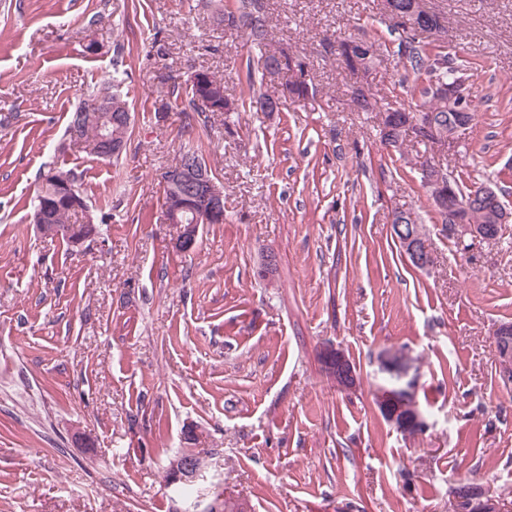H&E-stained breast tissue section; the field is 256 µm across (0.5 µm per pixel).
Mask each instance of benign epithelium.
<instances>
[{"label": "benign epithelium", "instance_id": "1", "mask_svg": "<svg viewBox=\"0 0 512 512\" xmlns=\"http://www.w3.org/2000/svg\"><path fill=\"white\" fill-rule=\"evenodd\" d=\"M464 83H453L441 87L439 94L448 97L449 107L456 112L455 121L448 125V130L438 126L433 118L424 119L415 116L411 119L414 130L418 133H431L437 139L448 138L453 142L460 131L466 129L472 122L471 113L465 106L466 97L463 93ZM112 101L110 94L101 95L90 110V115L98 119L100 133L97 139L89 144L102 157L109 158L120 153L124 147L119 132L112 131V126H124L128 122L127 115H122L117 120H112ZM427 187L433 191L434 204L437 208L448 212L453 221L452 229L462 236H469L472 240H489L488 226L470 224L462 217L459 209L462 208L453 189L447 187V176L444 169L432 162L425 164ZM161 181L168 190V195L163 200L164 209L169 214V221L181 225L180 235L177 239L178 248L183 252L191 251L197 239V228L200 224H221L224 222V186L211 176L210 169L196 161L190 155H183L172 167L166 169ZM60 190L71 196L72 208L83 215V232L75 240V244L93 238L96 233L93 220L88 214L86 204L79 198L71 195L69 184L59 181ZM478 200L489 214L490 223L502 227L512 222V212L496 204L493 189L484 186L472 195ZM190 213L193 215L192 223H181L180 216ZM34 223L41 231L50 233L58 229L53 224V216L50 209L40 207L34 213ZM405 253L413 263L421 269L431 265L432 256L426 240L413 233L402 239ZM494 350L496 367L502 379L509 383L512 381V322H503L493 329ZM322 358L330 366L338 388L347 390L356 385L357 374L353 364L346 356L343 349L338 346L327 345L322 350ZM410 393L404 388L389 389L380 398L378 407L399 430H422L427 426L419 406L415 402H409ZM410 409V414L405 416V409ZM168 469L175 473V479L169 484L168 489L175 490L184 483L207 482V476L190 465L188 452H180L172 457ZM451 512H503L502 504L485 495L482 487L478 485H466L453 496Z\"/></svg>", "mask_w": 512, "mask_h": 512}]
</instances>
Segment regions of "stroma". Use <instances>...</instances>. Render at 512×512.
<instances>
[{
    "label": "stroma",
    "mask_w": 512,
    "mask_h": 512,
    "mask_svg": "<svg viewBox=\"0 0 512 512\" xmlns=\"http://www.w3.org/2000/svg\"><path fill=\"white\" fill-rule=\"evenodd\" d=\"M267 5L315 96L188 131L173 95L190 74L246 100L257 54L197 0H0V512H170L161 464L188 426L210 481L248 512H448L461 482L512 508V385L492 344L512 322V223L460 250L419 170L434 158L512 209V0H429L477 112L438 152L386 151L377 112L352 106L359 86L380 108L419 98L380 0ZM336 31L375 41L383 63L350 76L322 42ZM117 67L131 139L98 160L65 128ZM188 140L224 185V221L183 252L159 180ZM51 168L75 176L99 238L38 231ZM395 210L418 215L428 269L394 240ZM327 344L356 389H337ZM395 351L428 423L413 436L375 403ZM322 358L330 366L338 388L347 390L356 385V371L343 349L327 345L322 350Z\"/></svg>",
    "instance_id": "stroma-1"
}]
</instances>
